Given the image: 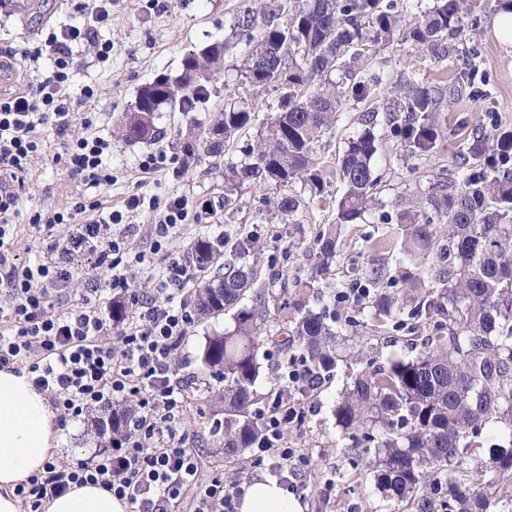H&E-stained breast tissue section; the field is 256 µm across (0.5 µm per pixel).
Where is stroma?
Segmentation results:
<instances>
[{
	"instance_id": "obj_1",
	"label": "stroma",
	"mask_w": 512,
	"mask_h": 512,
	"mask_svg": "<svg viewBox=\"0 0 512 512\" xmlns=\"http://www.w3.org/2000/svg\"><path fill=\"white\" fill-rule=\"evenodd\" d=\"M32 9L22 15L0 11V92L18 93L39 84L53 71L49 55L36 59L11 58L12 50L33 47L44 42L49 32L63 26L83 27L89 23L87 0H31ZM244 0H112V15L108 24L99 28L100 42L111 44L108 58H97L86 44L73 45V66L67 88L73 114L72 138L93 133L112 143L107 159L112 169V181L88 189L72 177L65 164V147L61 138L42 127L39 135L43 149L23 175V185L17 186L18 205L12 218L16 226L15 255L19 262L32 263L42 258L49 241V231L31 224L38 212L67 211L78 198L99 203L104 211L122 210L124 200L132 194L166 201L183 197L195 203L186 221L177 226L161 243H154L151 224L159 212L142 209L124 212L119 232L125 233L136 251L146 254L144 263L136 265L129 280L131 292H152L160 279L165 263L183 260L188 245L201 236L248 235L256 243V257L261 278L266 283L267 323L262 335L264 351L260 361L264 373L257 383L259 393L278 387L275 342L284 338V323L280 305L285 289L296 281L311 278L314 240L319 228L336 219V202L344 192L339 179H330L323 200H304L294 223H280L274 213L273 197L252 187L239 191L232 205L224 203V171L228 166L244 162L243 149L254 144L261 129L279 110L276 92L245 87L240 94L252 103L255 112L252 123L237 144L225 148L221 156H202L190 168H183L182 154L177 146L179 134L185 129L180 113L161 112L157 125L158 140L151 143L127 142L120 138L117 127L123 114L135 102L140 88L158 76H176L184 55L231 34L233 17ZM483 26L477 35L462 34L464 45L473 47L478 79L484 80L487 95L477 98L471 87L460 78L469 61L460 57L423 61L416 57L412 46L394 43L377 47L369 55L367 65L381 71L383 83L376 94L360 103H348L336 124L316 146V156L322 166L335 168L348 138L362 128L363 113L374 112L381 136L376 172L381 177L378 196L381 205L355 224L343 225L340 247L328 274L315 284L308 294L311 309L323 314L329 324L341 334L351 337L352 354L337 365L330 381L317 389L303 386L289 388L290 404L308 408L310 414L299 426L289 425L285 433L288 447L300 449L312 461L306 479L295 492L306 512H398V506L383 500L375 488L367 467H353L343 457L349 444L333 415L334 406L352 374L362 367L363 360L374 358L384 362L411 357L408 346L412 338L411 320L400 327L377 330L369 319L367 301H339V293L358 287L364 281V271L374 255L376 238H386L391 247L385 255L388 269L398 267L402 258L396 224L389 215L395 214L399 197L415 196L426 188L429 179L442 174L457 175L460 160V139L449 136L438 153L425 157H410L403 151L394 134L385 110L392 86L409 76L425 84L446 85L442 120L449 127L459 122L468 126L490 128L500 124L512 128V45L498 40L493 20L498 14L497 0H481ZM93 88V98H85L86 88ZM165 157L161 170L142 173L139 163L148 153ZM312 279V278H311ZM361 321L351 327V318ZM231 315H224L206 324L189 329L180 357L181 367L194 378L185 389L186 408L179 428L194 444L199 454L198 479L206 483L215 473L225 477L262 476L263 471L251 467L249 452L234 458H224L213 447L217 418L200 402L207 386L200 372L199 354L206 333L230 330ZM92 420L80 418L67 421L60 428L63 451L58 458L65 464L85 459L95 450L89 434Z\"/></svg>"
}]
</instances>
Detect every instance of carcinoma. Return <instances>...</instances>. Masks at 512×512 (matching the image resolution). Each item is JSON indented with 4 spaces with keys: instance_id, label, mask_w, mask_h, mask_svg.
<instances>
[{
    "instance_id": "carcinoma-1",
    "label": "carcinoma",
    "mask_w": 512,
    "mask_h": 512,
    "mask_svg": "<svg viewBox=\"0 0 512 512\" xmlns=\"http://www.w3.org/2000/svg\"><path fill=\"white\" fill-rule=\"evenodd\" d=\"M483 14L477 0H309L290 9L288 0H265L260 9L237 14L230 37L187 54L179 74L161 76L140 88L121 122L128 142L160 136L163 109L179 112L187 124L180 143L186 159L196 149L219 153L252 122L247 99L230 103L206 126L193 112L224 70L225 56L237 47L238 82L278 92L281 112L267 123L252 160L224 173V204L243 186L276 194L274 208L293 218L299 200L286 193L301 183L320 198L327 172L315 148L345 102H360L382 84L362 75L369 46L410 43L433 58L459 51L463 23L476 32ZM340 74L343 81L332 79ZM174 95L159 93L169 86ZM443 89L411 76L390 91L387 111L405 113L393 127L403 151L428 156L448 137L440 120ZM462 177L436 176L427 191L406 198L394 221L402 231L408 264L386 277L385 264L372 261L365 280L373 289L370 318L395 326L398 301L389 281L402 283L412 297L411 315L429 326L418 354L385 363H367L337 402L334 416L351 445L347 456L368 461L377 491L405 512H512V129H476L465 138ZM379 135L373 119L346 142L333 173L346 191L336 221L315 239V274L330 271L338 228L353 224L378 205L374 164ZM229 254H224V251ZM254 251L250 236H201L187 252L201 274L187 292L196 321L232 313L231 331L205 336L202 374L224 389L206 405L224 415L215 447L231 456L250 448L263 432L253 406L262 375L259 331L267 315L257 286L258 272L245 257ZM309 282H297L281 309L286 337L280 353L297 350L321 384L331 376L341 345L339 332L305 302Z\"/></svg>"
}]
</instances>
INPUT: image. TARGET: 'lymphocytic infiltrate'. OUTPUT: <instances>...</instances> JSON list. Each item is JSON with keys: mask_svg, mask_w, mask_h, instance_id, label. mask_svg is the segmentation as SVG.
Instances as JSON below:
<instances>
[{"mask_svg": "<svg viewBox=\"0 0 512 512\" xmlns=\"http://www.w3.org/2000/svg\"><path fill=\"white\" fill-rule=\"evenodd\" d=\"M93 25L60 28L49 33L33 55L49 54L54 71L34 94L0 95V368L28 363L33 384L59 410L61 420L77 418L112 406L128 397L139 398L141 413L121 428L111 447L96 449L90 459L49 464L45 471L20 483L15 494L23 512H43L45 500L64 494L71 485L94 484L125 500L131 512H173L188 490H195V512H236L240 485L216 477L207 486L197 483L198 457L177 420L182 412L184 384L177 379L178 352L193 316L178 292L189 277L178 262L168 264L165 287L159 296L129 294L134 264L144 254L130 255L124 241L113 238L112 225L122 223L124 211L141 207L161 210L153 225L155 237H167L186 221V202L179 197L161 203L131 195L124 211L102 212L99 205L76 202L72 211L36 213L32 221L54 228L67 225L61 242L51 244L43 260L20 265L12 248L14 226L9 220L18 197L8 180L25 171L41 151L37 127L48 126L68 137L72 115L65 95L71 45L82 42L108 57L111 47L95 37L96 28L110 19L112 0H95ZM66 164L83 185L111 181L105 162L108 140L96 135L69 139ZM83 223H74L75 215ZM94 249L116 294H129L138 310L136 322L122 338L121 349L105 345V322L92 294L72 298L66 286L72 272L57 254L74 255ZM305 409L275 405L260 418L265 434L252 448L251 465L268 467L292 478L306 475L309 461L299 449L286 447L283 424L304 419Z\"/></svg>", "mask_w": 512, "mask_h": 512, "instance_id": "lymphocytic-infiltrate-1", "label": "lymphocytic infiltrate"}]
</instances>
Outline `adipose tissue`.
I'll list each match as a JSON object with an SVG mask.
<instances>
[{
    "mask_svg": "<svg viewBox=\"0 0 512 512\" xmlns=\"http://www.w3.org/2000/svg\"><path fill=\"white\" fill-rule=\"evenodd\" d=\"M57 413L27 369H0V512H22L14 490L44 471L60 453ZM44 512H128L124 501L99 486H71ZM238 512H305L295 492L269 477L254 479L238 500Z\"/></svg>",
    "mask_w": 512,
    "mask_h": 512,
    "instance_id": "ef3b65f1",
    "label": "adipose tissue"
}]
</instances>
